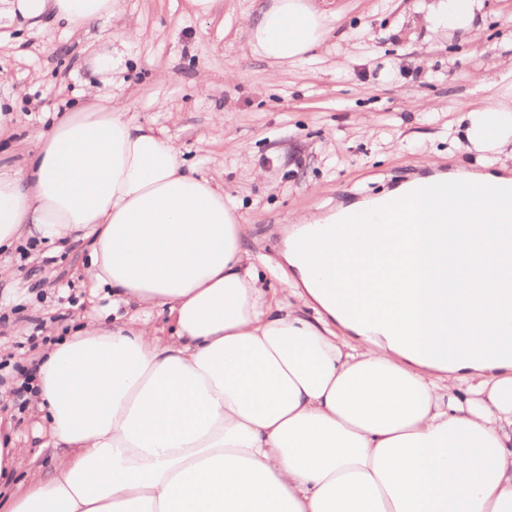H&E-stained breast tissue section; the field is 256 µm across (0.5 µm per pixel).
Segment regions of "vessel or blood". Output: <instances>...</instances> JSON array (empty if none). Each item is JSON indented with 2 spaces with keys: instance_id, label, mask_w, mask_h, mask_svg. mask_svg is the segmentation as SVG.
<instances>
[{
  "instance_id": "1",
  "label": "vessel or blood",
  "mask_w": 512,
  "mask_h": 512,
  "mask_svg": "<svg viewBox=\"0 0 512 512\" xmlns=\"http://www.w3.org/2000/svg\"><path fill=\"white\" fill-rule=\"evenodd\" d=\"M404 206L402 200L389 199L384 202L380 212L354 210L343 215L334 225L313 224L293 243L298 255L306 261L318 258L330 247L333 239L339 238L343 230L355 228L366 235L382 238V229L378 223L379 215H391ZM493 222L500 237L512 240V191L497 192L493 195Z\"/></svg>"
}]
</instances>
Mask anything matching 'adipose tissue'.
<instances>
[{
	"instance_id": "adipose-tissue-1",
	"label": "adipose tissue",
	"mask_w": 512,
	"mask_h": 512,
	"mask_svg": "<svg viewBox=\"0 0 512 512\" xmlns=\"http://www.w3.org/2000/svg\"><path fill=\"white\" fill-rule=\"evenodd\" d=\"M114 2L0 0V17L81 30ZM480 8L430 0L423 23L467 40ZM336 17L271 0L248 46L301 62ZM460 121L484 159L449 173L452 199H409L385 249L356 231L314 267L285 249L281 298L223 187L160 132L91 101L55 113L36 153L15 141L0 248L89 240L90 291L136 311L43 357L57 454L6 512H512V247L488 198L512 188V85ZM444 208L445 238L427 219Z\"/></svg>"
}]
</instances>
